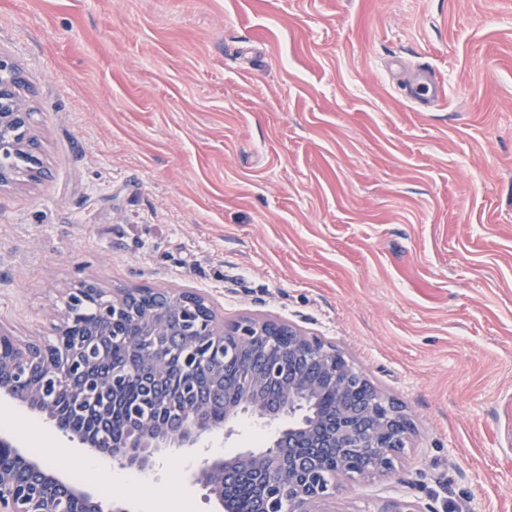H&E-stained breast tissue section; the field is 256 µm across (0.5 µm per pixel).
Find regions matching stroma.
<instances>
[{"label":"stroma","mask_w":512,"mask_h":512,"mask_svg":"<svg viewBox=\"0 0 512 512\" xmlns=\"http://www.w3.org/2000/svg\"><path fill=\"white\" fill-rule=\"evenodd\" d=\"M40 175L0 184V332L76 282L207 297L332 343L412 429L329 512H512V0H0ZM447 97L418 111L390 65ZM203 446L231 456L249 415ZM162 454L128 487L214 512Z\"/></svg>","instance_id":"35a3bbf8"}]
</instances>
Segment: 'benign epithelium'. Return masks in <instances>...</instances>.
Instances as JSON below:
<instances>
[{"mask_svg":"<svg viewBox=\"0 0 512 512\" xmlns=\"http://www.w3.org/2000/svg\"><path fill=\"white\" fill-rule=\"evenodd\" d=\"M30 113L19 105L0 112V183L11 173L9 158L29 151L27 136ZM156 302L139 307V289L107 299L93 283L82 282L69 292L65 310L54 326L55 340L74 334L73 351L55 362L44 357L47 345L31 342L15 346L13 353L0 357V397H6L32 412L58 422L57 398L69 397L73 406L87 401L90 394H108L119 399L126 382L142 378L157 400H174L166 385L169 354L181 357L192 376L203 375L209 385L195 383L182 396L194 405L171 421L156 420L135 405L125 416L121 438L103 433L69 432L125 469L141 473L153 471L165 448L199 447L202 437L224 430L240 414H249L266 426L283 419L280 429L263 448H244L229 458H208L188 473L192 484L205 491L224 509L233 508L224 492L248 484L260 494V512H326L321 505L334 497L335 480L354 479L353 458L366 455L364 474L389 472L394 456L389 449L405 447L411 428L408 415L394 399L376 389L350 363L338 368L344 356L316 336H309L290 322L277 318L243 316L224 323L218 320L207 299L193 291L173 295L156 291ZM125 313L132 326L146 334L173 337L152 351L135 350L136 362H144L146 372L129 365L120 370L100 369L104 357L102 342L111 336L117 316ZM224 349V359L236 360L247 374L239 381V400L224 405V422L215 424L208 411L214 400L223 397L218 384L220 366L203 352ZM39 367L43 382H31V372ZM330 386L336 394V417L321 420L310 415L309 402ZM369 397L356 398L359 390ZM305 448L302 456L284 452ZM388 452L377 453L375 449ZM7 450L11 466H0V512H127L115 502L104 507L85 485L59 478L43 458L31 457L0 437V450ZM377 512H422L405 498L384 502Z\"/></svg>","mask_w":512,"mask_h":512,"instance_id":"7a95c632","label":"benign epithelium"}]
</instances>
